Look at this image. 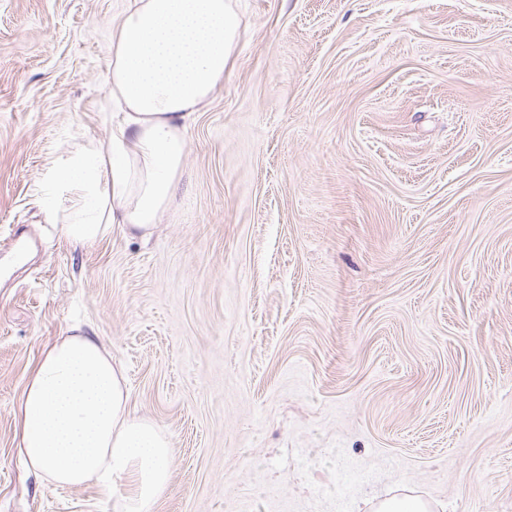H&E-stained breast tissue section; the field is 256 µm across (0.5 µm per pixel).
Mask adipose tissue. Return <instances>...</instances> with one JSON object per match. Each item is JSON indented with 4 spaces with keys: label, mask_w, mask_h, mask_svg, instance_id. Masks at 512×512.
Instances as JSON below:
<instances>
[{
    "label": "adipose tissue",
    "mask_w": 512,
    "mask_h": 512,
    "mask_svg": "<svg viewBox=\"0 0 512 512\" xmlns=\"http://www.w3.org/2000/svg\"><path fill=\"white\" fill-rule=\"evenodd\" d=\"M237 29L232 0H130L112 28L119 119L107 144L89 141L53 159L41 195L46 223L81 247L116 226L152 237L177 189L190 122L223 83ZM17 426L30 469L59 486L96 484L116 498L115 512H153L170 482L172 437L131 414L124 373L99 337L75 332L43 351Z\"/></svg>",
    "instance_id": "obj_1"
}]
</instances>
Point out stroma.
<instances>
[{
    "label": "stroma",
    "instance_id": "obj_1",
    "mask_svg": "<svg viewBox=\"0 0 512 512\" xmlns=\"http://www.w3.org/2000/svg\"><path fill=\"white\" fill-rule=\"evenodd\" d=\"M127 3L0 0V512H113L16 453L75 327L173 437L153 512H512V0H234L150 241L81 248L40 189L109 139ZM430 508L417 497L401 495L382 501L377 512H429Z\"/></svg>",
    "mask_w": 512,
    "mask_h": 512
}]
</instances>
